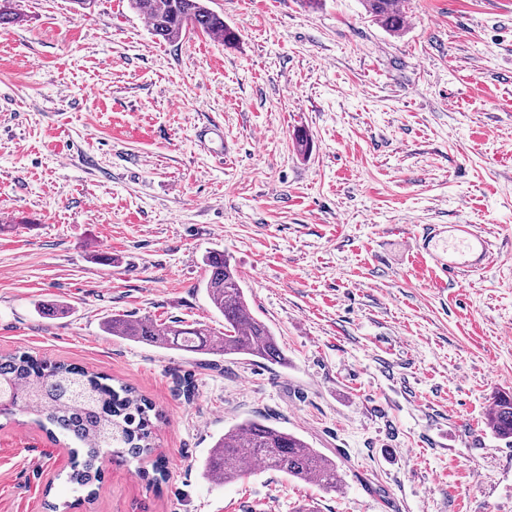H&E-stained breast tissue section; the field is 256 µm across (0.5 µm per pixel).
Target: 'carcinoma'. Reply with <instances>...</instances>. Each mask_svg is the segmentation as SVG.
I'll use <instances>...</instances> for the list:
<instances>
[{"mask_svg":"<svg viewBox=\"0 0 512 512\" xmlns=\"http://www.w3.org/2000/svg\"><path fill=\"white\" fill-rule=\"evenodd\" d=\"M129 4L149 21L154 35L167 42L196 32L220 36L226 45L237 40L206 0H129ZM361 4L366 14L388 31L403 29L399 0H361ZM203 264V286L213 308L224 317V331L215 332L202 323L114 316L106 322L107 333L165 350L287 365L271 328L253 315L229 257L213 250L204 256ZM152 411L151 402L134 387L122 382L114 385L107 376L70 364L48 363L28 352L0 355V416L25 413L69 438L75 444L70 453L82 457L68 475L69 482L79 488L101 479L96 462L106 453L122 462L153 452ZM488 425L497 438L512 440L511 396L494 397ZM251 462L312 481L326 491L342 485L336 460L265 419L245 420L225 430L205 458L203 473L213 483L227 484L248 475L246 466Z\"/></svg>","mask_w":512,"mask_h":512,"instance_id":"carcinoma-1","label":"carcinoma"}]
</instances>
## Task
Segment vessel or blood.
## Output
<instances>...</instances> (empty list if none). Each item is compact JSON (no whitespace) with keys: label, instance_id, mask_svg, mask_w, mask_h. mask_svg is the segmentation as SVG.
<instances>
[{"label":"vessel or blood","instance_id":"1","mask_svg":"<svg viewBox=\"0 0 512 512\" xmlns=\"http://www.w3.org/2000/svg\"><path fill=\"white\" fill-rule=\"evenodd\" d=\"M412 246L448 277L477 274L493 260L490 236L472 224H437L415 236Z\"/></svg>","mask_w":512,"mask_h":512}]
</instances>
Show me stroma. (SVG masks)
Wrapping results in <instances>:
<instances>
[{
  "label": "stroma",
  "mask_w": 512,
  "mask_h": 512,
  "mask_svg": "<svg viewBox=\"0 0 512 512\" xmlns=\"http://www.w3.org/2000/svg\"><path fill=\"white\" fill-rule=\"evenodd\" d=\"M5 7L0 353L112 376L159 417L153 457L102 462L89 504L66 440L0 417V512H512V446L486 424L512 393V0H404L397 34L360 0H211L231 46L159 40L128 0ZM215 121L220 157L197 137ZM432 224L489 232L493 263L446 279L409 244ZM213 249L287 367L106 333L223 330ZM254 418L335 459L342 489L209 482L215 439Z\"/></svg>",
  "instance_id": "1"
}]
</instances>
